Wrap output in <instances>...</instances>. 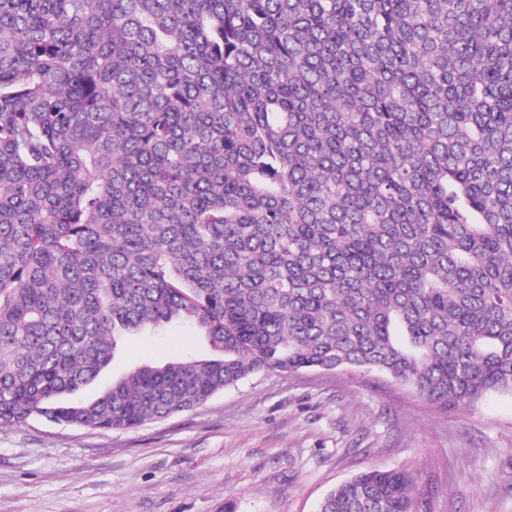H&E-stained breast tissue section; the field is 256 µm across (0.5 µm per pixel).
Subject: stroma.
<instances>
[{"label": "stroma", "mask_w": 512, "mask_h": 512, "mask_svg": "<svg viewBox=\"0 0 512 512\" xmlns=\"http://www.w3.org/2000/svg\"><path fill=\"white\" fill-rule=\"evenodd\" d=\"M208 354L186 324L128 336L80 396ZM369 468L419 475V512H512V393L445 410L376 371H261L132 430L34 417L0 427V512H319Z\"/></svg>", "instance_id": "stroma-1"}]
</instances>
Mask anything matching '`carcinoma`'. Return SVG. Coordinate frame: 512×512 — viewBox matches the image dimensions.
<instances>
[{
	"label": "carcinoma",
	"instance_id": "cac0c4a2",
	"mask_svg": "<svg viewBox=\"0 0 512 512\" xmlns=\"http://www.w3.org/2000/svg\"><path fill=\"white\" fill-rule=\"evenodd\" d=\"M174 321L211 355L69 400ZM348 368L512 392V0H0V426ZM417 494L368 470L320 512Z\"/></svg>",
	"mask_w": 512,
	"mask_h": 512
}]
</instances>
